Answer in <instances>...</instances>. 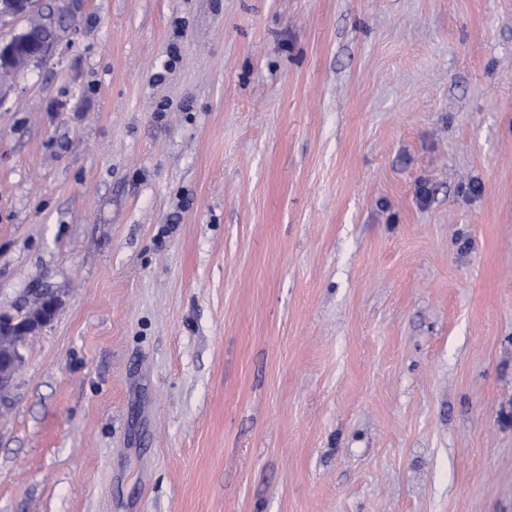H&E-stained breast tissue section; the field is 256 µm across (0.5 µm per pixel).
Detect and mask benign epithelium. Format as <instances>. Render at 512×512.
<instances>
[{"mask_svg":"<svg viewBox=\"0 0 512 512\" xmlns=\"http://www.w3.org/2000/svg\"><path fill=\"white\" fill-rule=\"evenodd\" d=\"M82 0H68L63 14L41 16L40 29L23 27L8 41H0V79L24 71L52 58ZM41 11V0H0V20L26 21ZM62 305L61 297L42 290L26 309L18 314L0 311V393L11 386L14 374L23 362L21 349L30 337L38 335L55 319Z\"/></svg>","mask_w":512,"mask_h":512,"instance_id":"benign-epithelium-1","label":"benign epithelium"}]
</instances>
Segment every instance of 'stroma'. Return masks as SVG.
<instances>
[{"instance_id": "35a3bbf8", "label": "stroma", "mask_w": 512, "mask_h": 512, "mask_svg": "<svg viewBox=\"0 0 512 512\" xmlns=\"http://www.w3.org/2000/svg\"><path fill=\"white\" fill-rule=\"evenodd\" d=\"M0 512H512V0H84L0 100ZM61 305L57 293L40 289L23 312L0 311V393L9 389L23 362L21 349L54 321Z\"/></svg>"}]
</instances>
